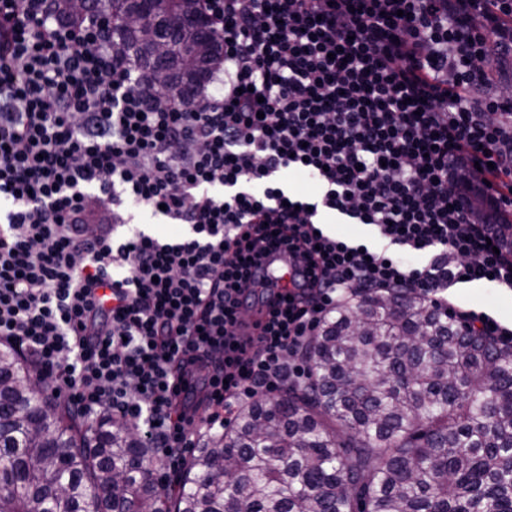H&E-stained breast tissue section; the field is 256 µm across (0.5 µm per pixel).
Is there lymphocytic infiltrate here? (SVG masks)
I'll return each mask as SVG.
<instances>
[{
	"label": "lymphocytic infiltrate",
	"mask_w": 512,
	"mask_h": 512,
	"mask_svg": "<svg viewBox=\"0 0 512 512\" xmlns=\"http://www.w3.org/2000/svg\"><path fill=\"white\" fill-rule=\"evenodd\" d=\"M223 59L191 103L139 80L112 9L0 0V345L31 359L86 418L127 423L176 473L239 405L304 382L289 359L354 293L447 303L464 281L512 289V105L479 94L512 54V0H199ZM310 175L300 200L278 180ZM479 171L495 219L458 205ZM186 228L117 234L124 203ZM382 243L327 235L320 211ZM250 225L248 236L237 234ZM281 233L298 262L257 339ZM427 255L411 267L399 251ZM212 370L199 424L176 414L170 366ZM281 180L300 198L314 200L319 195L318 183L299 172L292 170L283 172Z\"/></svg>",
	"instance_id": "lymphocytic-infiltrate-1"
}]
</instances>
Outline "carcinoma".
I'll return each mask as SVG.
<instances>
[{"label":"carcinoma","mask_w":512,"mask_h":512,"mask_svg":"<svg viewBox=\"0 0 512 512\" xmlns=\"http://www.w3.org/2000/svg\"><path fill=\"white\" fill-rule=\"evenodd\" d=\"M112 2L114 45L166 96L222 59L196 0ZM301 356L308 383L243 406L156 486L125 422L89 421L0 347V512H512V345L388 290L336 307Z\"/></svg>","instance_id":"1"}]
</instances>
